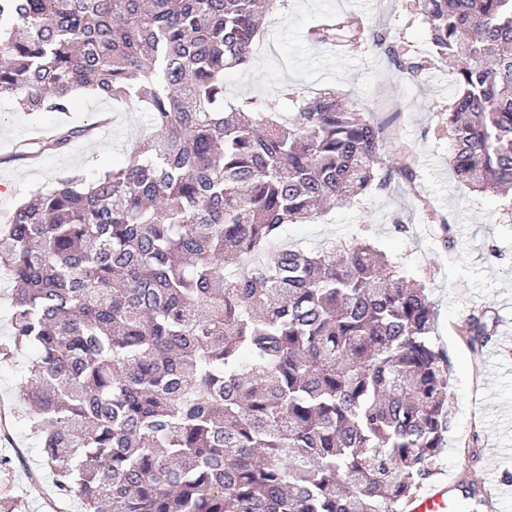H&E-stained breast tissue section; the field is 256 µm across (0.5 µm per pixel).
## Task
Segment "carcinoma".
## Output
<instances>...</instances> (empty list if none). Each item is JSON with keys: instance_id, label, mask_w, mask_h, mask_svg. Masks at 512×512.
Masks as SVG:
<instances>
[{"instance_id": "obj_1", "label": "carcinoma", "mask_w": 512, "mask_h": 512, "mask_svg": "<svg viewBox=\"0 0 512 512\" xmlns=\"http://www.w3.org/2000/svg\"><path fill=\"white\" fill-rule=\"evenodd\" d=\"M277 0H0V93L68 112L87 88L143 101L118 168L58 178L0 224L11 342L42 465L83 512H400L437 474L449 359L425 288L372 244L283 242L321 207L385 191L381 137L333 92L295 112L224 103ZM456 63L451 167L512 189V0H416ZM320 43L369 40L356 18ZM93 126L25 144L31 161ZM494 315L466 323L473 351Z\"/></svg>"}]
</instances>
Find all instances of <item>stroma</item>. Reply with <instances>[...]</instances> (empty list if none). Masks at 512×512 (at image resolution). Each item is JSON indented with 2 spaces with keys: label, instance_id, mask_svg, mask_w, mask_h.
I'll return each instance as SVG.
<instances>
[{
  "label": "stroma",
  "instance_id": "stroma-1",
  "mask_svg": "<svg viewBox=\"0 0 512 512\" xmlns=\"http://www.w3.org/2000/svg\"><path fill=\"white\" fill-rule=\"evenodd\" d=\"M328 15L352 16L388 35L405 57L424 61V70L399 75L368 41L330 46L308 40V29ZM224 85L226 103L254 97L270 112L287 111L283 87L310 96L331 91L381 129L379 168L393 172L390 190L336 205L312 223L289 225L288 241L313 247L341 239L352 246L366 237L425 284L437 311L434 340L450 361L452 423L438 473L463 484L476 471L498 479L508 493L497 512H512V197L470 191L450 168L453 140L445 118L453 77L429 45L415 0H284L266 18L254 62L226 69ZM73 99L65 113H29L12 94H0V217L32 193L52 189L66 171L95 173L121 163L151 133L144 104L120 105L89 89L74 91ZM112 111L122 115L113 137L95 134L35 165L14 157L19 144L46 127L90 125ZM407 167L414 174L409 181L400 175ZM398 220L406 233L396 231ZM485 309L497 325L476 353L462 329L470 314ZM30 359L26 351L0 356V412L9 431L0 438V505L10 512H80L79 502L60 495L43 468L29 427L21 376Z\"/></svg>",
  "mask_w": 512,
  "mask_h": 512
}]
</instances>
